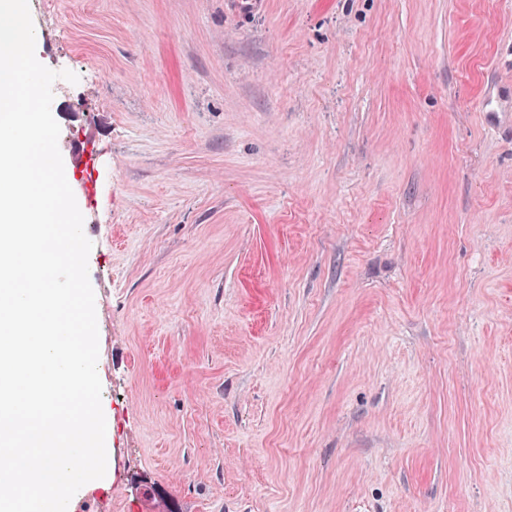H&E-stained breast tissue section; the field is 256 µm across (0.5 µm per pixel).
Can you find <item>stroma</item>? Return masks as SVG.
<instances>
[{
    "label": "stroma",
    "mask_w": 512,
    "mask_h": 512,
    "mask_svg": "<svg viewBox=\"0 0 512 512\" xmlns=\"http://www.w3.org/2000/svg\"><path fill=\"white\" fill-rule=\"evenodd\" d=\"M107 471L71 512H512V0H29Z\"/></svg>",
    "instance_id": "obj_1"
}]
</instances>
